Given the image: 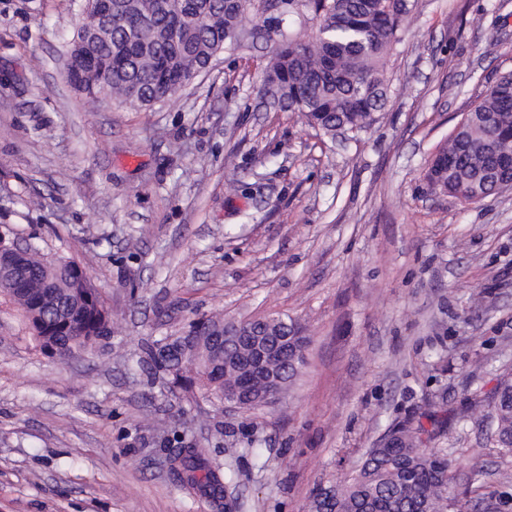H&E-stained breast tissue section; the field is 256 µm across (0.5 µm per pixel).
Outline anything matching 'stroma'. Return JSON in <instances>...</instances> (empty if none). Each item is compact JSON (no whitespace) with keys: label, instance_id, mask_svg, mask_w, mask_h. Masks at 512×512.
I'll return each instance as SVG.
<instances>
[{"label":"stroma","instance_id":"35a3bbf8","mask_svg":"<svg viewBox=\"0 0 512 512\" xmlns=\"http://www.w3.org/2000/svg\"><path fill=\"white\" fill-rule=\"evenodd\" d=\"M84 0H0V233L77 262L112 317L69 363L0 298V512H217L175 433L232 449L238 512H312L395 422L443 390L461 512L512 498L487 441L512 364V190L437 196L427 163L512 72V0H407L388 102L356 142L259 108L266 39L218 54L175 104L98 105L67 78ZM278 314L310 343L271 407L218 411L141 362L204 317Z\"/></svg>","mask_w":512,"mask_h":512}]
</instances>
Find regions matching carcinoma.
Masks as SVG:
<instances>
[{
	"instance_id": "cac0c4a2",
	"label": "carcinoma",
	"mask_w": 512,
	"mask_h": 512,
	"mask_svg": "<svg viewBox=\"0 0 512 512\" xmlns=\"http://www.w3.org/2000/svg\"><path fill=\"white\" fill-rule=\"evenodd\" d=\"M316 34L300 38L290 31L287 19L277 14L269 21L283 24L285 34L266 70L263 88L271 91L280 110L298 112L305 122L325 137H356L377 121L384 111L387 88L383 65L398 40L405 15L403 0H308ZM249 0H112V7L126 15V23L112 30L108 41L90 47L97 56H112V74L84 78L75 89L96 104H125L150 108L174 103L169 84L190 82L199 65L211 56L234 47L231 33L242 23ZM512 139V73L500 76L484 96L468 110L448 142L438 148L425 172L426 181L437 178L439 189L462 202L471 191L493 189L483 171L495 166L497 151ZM29 277L26 292L7 300L24 313L30 334L41 349L51 338L32 323L44 281L57 282L66 295L75 262L65 259L46 263L36 243L26 247ZM79 332L62 336L63 361L80 356L89 346L112 336V319L101 307L76 310ZM274 331L298 334L295 340L306 349L308 337L291 318L272 320ZM195 344L189 357L202 371L212 359L208 329L194 322ZM165 340L147 348L156 368L172 373L169 391L219 396L224 393L221 368L207 376L192 377L178 362L161 357ZM443 396L428 399L429 411L397 422L378 443L367 450L354 474L338 485L335 500L315 496V512H453L451 457L446 448L429 444L451 432L443 410ZM490 444L512 454V371L497 375L492 390ZM172 461L178 464L184 483L211 498L216 508L231 512L233 502H221L224 483L232 481L231 467L209 456L208 450L178 434Z\"/></svg>"
}]
</instances>
